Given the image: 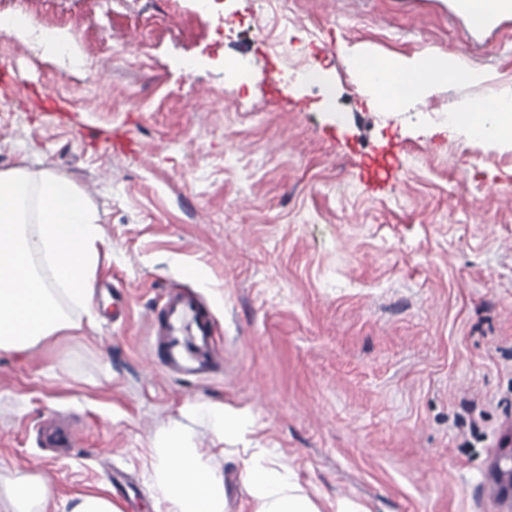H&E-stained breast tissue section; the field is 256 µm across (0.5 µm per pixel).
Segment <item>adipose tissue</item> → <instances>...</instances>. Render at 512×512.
Listing matches in <instances>:
<instances>
[{"label": "adipose tissue", "mask_w": 512, "mask_h": 512, "mask_svg": "<svg viewBox=\"0 0 512 512\" xmlns=\"http://www.w3.org/2000/svg\"><path fill=\"white\" fill-rule=\"evenodd\" d=\"M349 62L369 104L384 112L400 111L450 82L480 84L487 79L482 70L438 52L423 58H377L358 49ZM448 129L469 142L512 150V88L503 87L484 101L459 102L448 115ZM153 471L166 512H224V484L182 428L167 431L155 450ZM241 475L252 512H319L293 471L266 449H255L244 459ZM4 501L8 512H121L104 494L80 495L69 503L56 504L49 487L26 474L7 486Z\"/></svg>", "instance_id": "obj_1"}]
</instances>
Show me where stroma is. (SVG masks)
Masks as SVG:
<instances>
[{"instance_id":"1","label":"stroma","mask_w":512,"mask_h":512,"mask_svg":"<svg viewBox=\"0 0 512 512\" xmlns=\"http://www.w3.org/2000/svg\"><path fill=\"white\" fill-rule=\"evenodd\" d=\"M451 0H0V15L73 34L76 52L0 33V170L66 179L101 218L96 281L127 294L70 308L73 331L0 350V490L37 476L55 500L129 473L131 512H165L152 450L185 426L250 512L245 449L271 448L321 512H496L482 481L512 424V150L439 127L464 97L512 85V14L467 39ZM333 51L321 54L323 45ZM453 54L485 71L401 112L372 108L347 62ZM250 68L234 80L225 60ZM317 62L291 108L253 78ZM131 127L135 155L112 152ZM404 146L393 185L359 179L364 152ZM186 285L224 348L211 378L164 374L154 305ZM251 425L219 440L195 401ZM76 430L40 444L48 416Z\"/></svg>"}]
</instances>
